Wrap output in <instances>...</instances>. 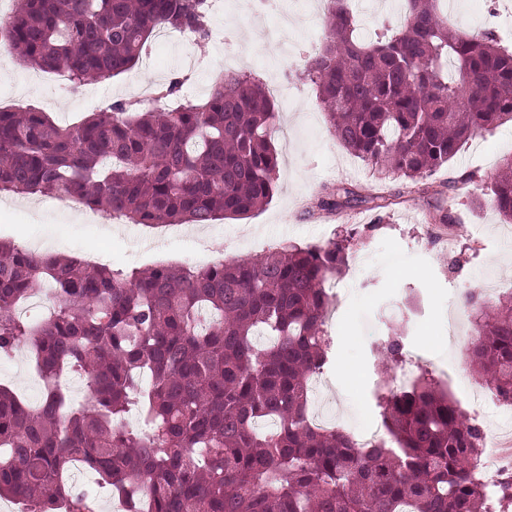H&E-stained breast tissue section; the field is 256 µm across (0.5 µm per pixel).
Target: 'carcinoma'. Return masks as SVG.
Segmentation results:
<instances>
[{"mask_svg":"<svg viewBox=\"0 0 512 512\" xmlns=\"http://www.w3.org/2000/svg\"><path fill=\"white\" fill-rule=\"evenodd\" d=\"M403 21L366 41L348 0H327L320 46L304 64L336 141L416 186L473 136L512 122V46L448 27L446 0H402ZM0 47L63 71L74 89L136 66L163 29L208 37V0H13ZM275 102L252 71L203 99L137 109L116 101L61 126L41 111L0 109V191L62 194L134 224L243 219L273 198ZM512 223V156L490 187ZM338 188L318 207L342 205ZM360 233L323 245L282 242L215 266L113 269L0 241V355L23 345L46 392L29 406L0 385V499L20 512H86L65 475L80 465L125 512H503L512 485L474 473L483 432L421 369L378 394L387 439L363 447L310 418V380L328 363L324 330ZM48 316L18 306L42 292ZM469 364L512 403V294L474 292ZM273 337L258 346L253 336ZM403 344H381L395 367ZM64 373L86 378L75 407ZM149 375L148 388L139 385ZM144 428L124 423L131 407Z\"/></svg>","mask_w":512,"mask_h":512,"instance_id":"1","label":"carcinoma"}]
</instances>
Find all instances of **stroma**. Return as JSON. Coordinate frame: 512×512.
I'll return each mask as SVG.
<instances>
[{
  "label": "stroma",
  "mask_w": 512,
  "mask_h": 512,
  "mask_svg": "<svg viewBox=\"0 0 512 512\" xmlns=\"http://www.w3.org/2000/svg\"><path fill=\"white\" fill-rule=\"evenodd\" d=\"M288 6L298 18L290 33L294 48L288 53L273 42L268 26L253 23L246 0H218L209 22L212 39L184 44L152 39L133 70L78 91L36 80L35 69L15 59L0 71L1 109H10L21 96L26 107L48 112L57 124L66 125L88 116L90 101L105 106L131 102L140 89L159 87L174 77L183 81L182 95L204 96L225 68L222 36L234 34L240 41L236 70L253 71L286 88L278 101L274 133L276 192L266 207L240 220L179 224L147 241L139 225L104 212L63 208L50 194L19 200L2 191L0 240L77 258L92 251L100 263L114 268H147L180 266L209 253L232 262L263 255L285 240L319 245L347 229L361 230L338 283L345 296L327 322L331 350L321 375L326 386L312 397L313 405L330 412L326 426L349 431L360 421L380 422L377 396L392 372L380 365L377 347L397 336L405 353L431 371L465 413L475 414L484 434L506 436L512 429L494 407L473 411L470 398L482 391L481 381L471 373L465 384L455 381L459 368L468 364L472 326L462 321V338L453 344L448 319L462 291L479 289L490 303L512 294V225L481 194L500 161L512 156V122L465 143L448 166L430 176L429 192L411 191L406 178L381 176L336 141L314 87L300 80L304 58L322 33L312 0H288ZM448 23L467 34L494 30L512 45V0H453ZM339 186L358 189L361 200L332 214L319 210L318 200ZM380 187L395 195L396 205L376 209L365 202V195ZM442 216L453 224L452 234L436 228ZM348 366L354 376L345 374ZM0 384L22 399H39L43 383L27 348L0 360Z\"/></svg>",
  "instance_id": "35a3bbf8"
}]
</instances>
